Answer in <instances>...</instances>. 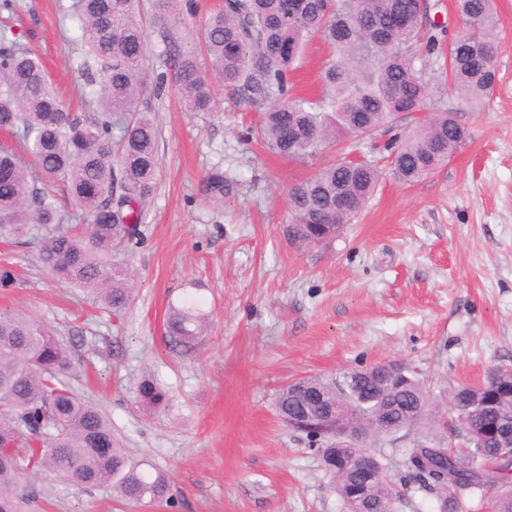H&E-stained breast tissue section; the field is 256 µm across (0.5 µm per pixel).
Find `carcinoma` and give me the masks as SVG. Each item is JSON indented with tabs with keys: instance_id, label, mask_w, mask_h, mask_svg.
Listing matches in <instances>:
<instances>
[{
	"instance_id": "1",
	"label": "carcinoma",
	"mask_w": 512,
	"mask_h": 512,
	"mask_svg": "<svg viewBox=\"0 0 512 512\" xmlns=\"http://www.w3.org/2000/svg\"><path fill=\"white\" fill-rule=\"evenodd\" d=\"M471 32L455 38L440 78L426 75L441 50L445 25L429 20L427 0H224L199 33V47L224 87L268 104L259 135L270 151L314 156L349 131L370 132L401 119L412 133L385 146L393 174L412 182L439 169L466 139L465 129L439 113L422 120L427 99L451 84L466 103L488 98L495 81L497 16L493 0H455ZM76 40L92 112L66 111L41 59L20 47L0 22V239L7 247L35 244L38 260L60 282L90 294L115 318L133 299L131 272L115 254L142 236V220L156 190L158 129L141 109L162 91L147 65L148 32L139 0H73ZM320 36L338 51L314 100L288 96V73L305 44ZM176 69L178 93L192 112H205L211 85L191 55L165 54ZM381 178L374 161L336 159L287 193L288 239L320 243L328 224H348ZM349 210L336 212V200ZM208 315L190 296L169 309L166 338L181 353L203 336ZM76 371L71 348L22 314L0 313V512H31L40 491L24 481L42 474L88 487L109 486L120 498L176 507L170 481L135 463L120 448L112 422L67 383ZM400 386L383 364L310 376L282 387L275 399L286 424L315 441L321 464L333 461L323 406L353 408L376 443L414 421L428 420L429 396L411 366ZM455 415L467 445L444 451L417 443L404 466L408 482L461 512L458 489L499 486L489 507L512 512V472L497 459L500 433L512 430V371L495 368L480 384L454 391ZM168 394L150 379L138 386L141 406L163 405ZM401 493L388 478L369 492L367 512H389Z\"/></svg>"
}]
</instances>
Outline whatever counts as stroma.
Wrapping results in <instances>:
<instances>
[{
  "mask_svg": "<svg viewBox=\"0 0 512 512\" xmlns=\"http://www.w3.org/2000/svg\"><path fill=\"white\" fill-rule=\"evenodd\" d=\"M72 0H14L15 39L44 61L61 100H79L84 58ZM496 87L482 105L455 89L432 97L430 112H452L469 137L435 173L404 183L388 168L383 145L347 134L345 141L377 160L378 190L352 224L311 246L291 243L289 187L314 174L334 149L305 159L262 148L263 107L214 83L210 111H188L177 77L163 58L165 32L177 54L193 53L194 34L224 0H194L162 23L152 22L148 56L165 73L146 107L159 128L158 188L139 243L119 259L135 276V296L121 322L92 307L79 290L53 279L34 249L0 246V266L16 284L0 289V311L22 313L70 342L74 391L96 403L133 461L169 478L176 512H344L331 478L305 434L276 415L288 382L387 360L416 367L433 404L429 422L375 444L373 451L406 495L398 512H437L433 495L405 483L410 448L431 437L460 445L448 396L512 368V0H495ZM330 50L311 39L291 75L295 95L324 87ZM229 181L209 189L212 174ZM195 295L209 315L195 351L178 354L164 337L169 305ZM153 378L165 406L144 410L136 386ZM38 512H148L108 487L37 478Z\"/></svg>",
  "mask_w": 512,
  "mask_h": 512,
  "instance_id": "stroma-1",
  "label": "stroma"
}]
</instances>
